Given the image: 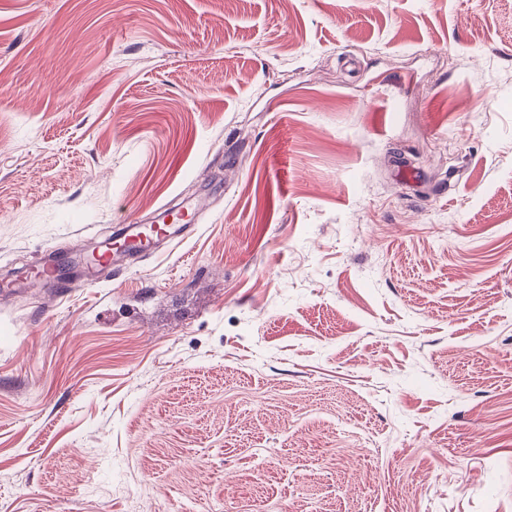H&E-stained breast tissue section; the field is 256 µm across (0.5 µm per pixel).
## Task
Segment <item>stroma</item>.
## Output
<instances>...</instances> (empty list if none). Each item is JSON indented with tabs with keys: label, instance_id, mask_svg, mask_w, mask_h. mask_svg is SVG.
<instances>
[{
	"label": "stroma",
	"instance_id": "1",
	"mask_svg": "<svg viewBox=\"0 0 512 512\" xmlns=\"http://www.w3.org/2000/svg\"><path fill=\"white\" fill-rule=\"evenodd\" d=\"M188 507L512 512V0H0V512ZM112 240L103 244L92 262L88 264L86 281H95V274L102 269L113 267L121 257L119 247L129 255L146 257L168 247L179 238L190 224H119ZM33 279L38 283H52L57 288L58 294L64 293L67 288H73V280L60 275L59 261L54 258H48L37 266L33 273Z\"/></svg>",
	"mask_w": 512,
	"mask_h": 512
}]
</instances>
